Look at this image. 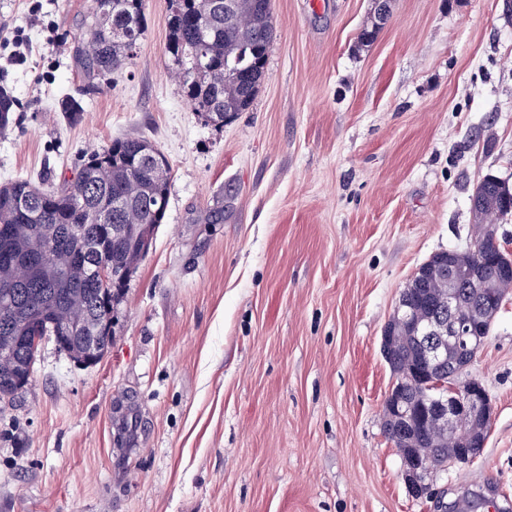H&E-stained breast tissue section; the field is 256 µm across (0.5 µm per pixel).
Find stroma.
Here are the masks:
<instances>
[{
  "mask_svg": "<svg viewBox=\"0 0 512 512\" xmlns=\"http://www.w3.org/2000/svg\"><path fill=\"white\" fill-rule=\"evenodd\" d=\"M94 0H0L15 105L0 185L71 178L89 152L142 136L172 167L169 204L83 367L53 341L0 401V512H436L412 497L382 406V329L414 270L475 238L471 196L512 185V16L504 0H272L250 108L195 112L167 51L169 0L111 84L75 63ZM73 96L80 118L59 103ZM494 405L472 464L437 474L472 512L512 502V294L460 382Z\"/></svg>",
  "mask_w": 512,
  "mask_h": 512,
  "instance_id": "1",
  "label": "stroma"
}]
</instances>
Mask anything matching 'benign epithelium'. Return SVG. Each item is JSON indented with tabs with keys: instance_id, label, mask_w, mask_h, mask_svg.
Listing matches in <instances>:
<instances>
[{
	"instance_id": "1",
	"label": "benign epithelium",
	"mask_w": 512,
	"mask_h": 512,
	"mask_svg": "<svg viewBox=\"0 0 512 512\" xmlns=\"http://www.w3.org/2000/svg\"><path fill=\"white\" fill-rule=\"evenodd\" d=\"M433 273L448 275V293L445 302L453 311L451 327L437 325L430 330L417 316V309L399 299L388 325L381 334L380 349L389 360L398 357L393 327L403 325L416 340L418 350L410 360L409 369L399 378L418 376L426 378L424 365H435L453 356L458 372H463L475 359L484 344L482 322L491 314L480 298H475L468 310L456 311L455 288L458 281L472 279L466 267L433 269ZM439 394L432 399L426 415L414 411L402 398L398 385H393L383 402V427L395 436L402 459V475L406 487L415 497L430 493L434 475L448 469V462L467 464L474 459L477 448L485 446L494 414V406L483 385L470 379L460 385L454 381L445 387H436Z\"/></svg>"
}]
</instances>
